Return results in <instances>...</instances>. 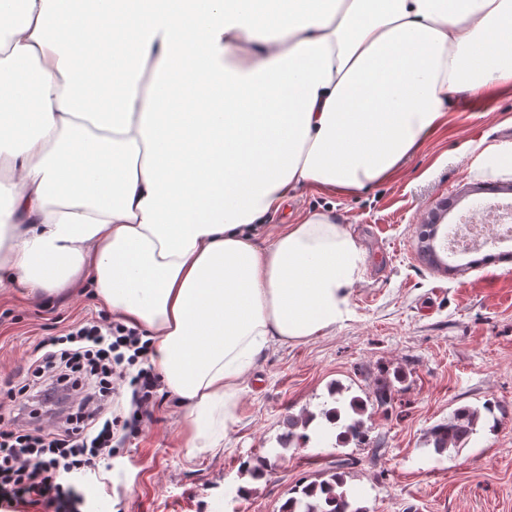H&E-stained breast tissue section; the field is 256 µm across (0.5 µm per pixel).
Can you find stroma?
<instances>
[{
  "label": "stroma",
  "instance_id": "obj_1",
  "mask_svg": "<svg viewBox=\"0 0 512 512\" xmlns=\"http://www.w3.org/2000/svg\"><path fill=\"white\" fill-rule=\"evenodd\" d=\"M512 91L455 101L442 125L399 175L357 196L297 193L268 219L269 231L307 211H331L365 252L364 279L351 295V319L300 343L271 346L246 377L223 448L187 458L171 395L129 438L111 470L94 480L95 506L108 512H281L289 491L352 459L348 485L368 512H512V245L486 247L482 263L452 258L451 271L429 267L418 251L421 224L445 201L454 223L480 198L490 174L476 171L481 149L505 143ZM475 149H467V142ZM87 289L29 298L0 285V383H20L27 359L46 336L81 321H111ZM395 380L389 406H367L363 444L319 441L281 448L288 416L320 414L329 389L368 398ZM494 412H485L486 403ZM481 410L469 443L436 455L432 426L460 407ZM277 464L246 497L233 483L250 477L258 457Z\"/></svg>",
  "mask_w": 512,
  "mask_h": 512
}]
</instances>
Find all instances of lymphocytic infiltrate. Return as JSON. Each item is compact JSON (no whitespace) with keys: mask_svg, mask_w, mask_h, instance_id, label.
<instances>
[{"mask_svg":"<svg viewBox=\"0 0 512 512\" xmlns=\"http://www.w3.org/2000/svg\"><path fill=\"white\" fill-rule=\"evenodd\" d=\"M151 339L113 320L45 337L8 391L0 512H81L86 474L152 418L161 381Z\"/></svg>","mask_w":512,"mask_h":512,"instance_id":"obj_1","label":"lymphocytic infiltrate"}]
</instances>
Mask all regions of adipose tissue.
Masks as SVG:
<instances>
[{"label":"adipose tissue","instance_id":"adipose-tissue-1","mask_svg":"<svg viewBox=\"0 0 512 512\" xmlns=\"http://www.w3.org/2000/svg\"><path fill=\"white\" fill-rule=\"evenodd\" d=\"M497 89L512 0H0V279L90 282L212 453L256 358L341 325L362 279L330 213L266 216L395 178Z\"/></svg>","mask_w":512,"mask_h":512}]
</instances>
